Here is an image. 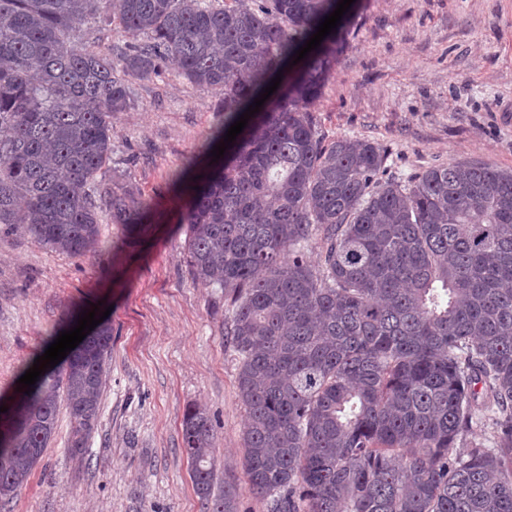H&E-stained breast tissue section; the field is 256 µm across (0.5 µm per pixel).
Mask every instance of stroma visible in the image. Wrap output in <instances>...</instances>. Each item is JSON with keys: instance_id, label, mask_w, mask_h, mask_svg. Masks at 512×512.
Masks as SVG:
<instances>
[{"instance_id": "1", "label": "stroma", "mask_w": 512, "mask_h": 512, "mask_svg": "<svg viewBox=\"0 0 512 512\" xmlns=\"http://www.w3.org/2000/svg\"><path fill=\"white\" fill-rule=\"evenodd\" d=\"M348 32L311 111L324 142L369 140L391 172L448 164L512 171V0H353ZM112 115L102 178L147 206L137 234L102 219L81 257L0 233V395L43 353L71 311L111 310L112 351L97 428L69 448L60 410L52 443L11 512H202L181 449L186 410L218 416L216 468L238 512H267L243 463L239 358L224 331V291L193 281L184 258L182 179L224 123L222 94L174 69L132 80Z\"/></svg>"}]
</instances>
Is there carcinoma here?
I'll return each instance as SVG.
<instances>
[{
	"label": "carcinoma",
	"mask_w": 512,
	"mask_h": 512,
	"mask_svg": "<svg viewBox=\"0 0 512 512\" xmlns=\"http://www.w3.org/2000/svg\"><path fill=\"white\" fill-rule=\"evenodd\" d=\"M335 8L0 0V230L79 256L103 215L137 228L146 207L97 180L128 77L150 81L164 63L223 90L214 147ZM108 10L123 46L74 28ZM342 48L334 35L309 52L224 157L184 179L191 274L228 299L246 474L269 512H512V172L450 164L386 179L379 144H324L310 108ZM111 350L105 320L8 397L0 512L54 436L59 400L70 447H86ZM482 419L497 447L456 450ZM182 444L206 512H237L215 492L207 413L188 409Z\"/></svg>",
	"instance_id": "cac0c4a2"
}]
</instances>
